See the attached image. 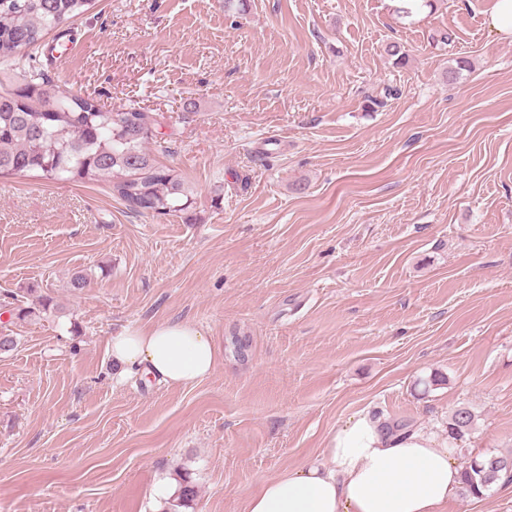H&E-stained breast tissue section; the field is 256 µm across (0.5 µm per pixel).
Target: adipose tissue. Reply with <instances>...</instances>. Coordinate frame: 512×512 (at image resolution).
Returning a JSON list of instances; mask_svg holds the SVG:
<instances>
[{
	"mask_svg": "<svg viewBox=\"0 0 512 512\" xmlns=\"http://www.w3.org/2000/svg\"><path fill=\"white\" fill-rule=\"evenodd\" d=\"M113 365L172 387L216 366L212 340L189 323L127 327L108 343ZM457 448L418 430L395 432L364 411L337 429L327 459L266 480L246 512H444L462 487Z\"/></svg>",
	"mask_w": 512,
	"mask_h": 512,
	"instance_id": "1",
	"label": "adipose tissue"
}]
</instances>
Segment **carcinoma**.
<instances>
[{"label":"carcinoma","mask_w":512,"mask_h":512,"mask_svg":"<svg viewBox=\"0 0 512 512\" xmlns=\"http://www.w3.org/2000/svg\"><path fill=\"white\" fill-rule=\"evenodd\" d=\"M91 0H0V66L12 67L20 53L39 47L67 20L77 19ZM39 73L0 92V177L35 173L51 180L110 182L112 196L148 215H177L192 207L194 189L156 154L167 147L155 140V114L131 104L108 109L87 94L60 91L51 104ZM154 148H149V144ZM475 415L467 407L448 419V435L463 436ZM512 473V454L486 455L464 469L462 492L478 497Z\"/></svg>","instance_id":"1"}]
</instances>
